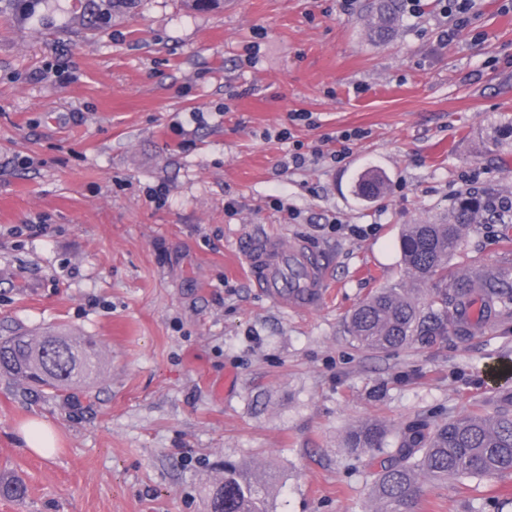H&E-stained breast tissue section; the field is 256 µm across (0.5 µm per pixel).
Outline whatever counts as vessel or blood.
<instances>
[{
	"label": "vessel or blood",
	"instance_id": "obj_1",
	"mask_svg": "<svg viewBox=\"0 0 512 512\" xmlns=\"http://www.w3.org/2000/svg\"><path fill=\"white\" fill-rule=\"evenodd\" d=\"M241 254L255 288L271 301L298 312L321 306L326 288L324 268L306 243L265 234L249 239Z\"/></svg>",
	"mask_w": 512,
	"mask_h": 512
}]
</instances>
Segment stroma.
I'll return each instance as SVG.
<instances>
[{"label":"stroma","instance_id":"obj_1","mask_svg":"<svg viewBox=\"0 0 512 512\" xmlns=\"http://www.w3.org/2000/svg\"><path fill=\"white\" fill-rule=\"evenodd\" d=\"M446 2L420 0L384 44L368 0L0 14V338L64 328L104 357L63 394L0 373V473L28 487L0 512H207L228 461L275 474L270 512H374L377 465L350 431L494 413L512 315L385 351L346 324L407 282L406 225L467 190L512 200V0H474L462 28ZM345 130L363 136L339 162ZM369 167L390 183L367 204L353 186ZM496 230L468 227L452 267H512ZM267 232L320 254V308L254 287L240 249ZM32 419L56 428L52 456L26 449ZM412 512H512V474L421 479Z\"/></svg>","mask_w":512,"mask_h":512}]
</instances>
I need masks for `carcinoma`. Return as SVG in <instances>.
Masks as SVG:
<instances>
[{
	"instance_id": "1",
	"label": "carcinoma",
	"mask_w": 512,
	"mask_h": 512,
	"mask_svg": "<svg viewBox=\"0 0 512 512\" xmlns=\"http://www.w3.org/2000/svg\"><path fill=\"white\" fill-rule=\"evenodd\" d=\"M400 0H372L368 38L391 39L400 21ZM386 177L375 169L362 173L354 194L372 202L383 193ZM471 224H512V207L493 191H466L453 203L448 219L411 224L399 238L401 262L415 284L434 282L426 298L417 288H382L369 295L348 316V333L358 346L386 350L418 335H466L490 317L512 313V275L451 270L463 232ZM478 306L477 319L463 317ZM99 351L90 341L60 333L22 331L0 341V372L21 382L56 391L88 386L99 373ZM386 431L363 424L347 437L346 446L361 450L384 447ZM512 473V395L500 400L493 416L464 415L432 432L412 422L396 435L395 451L378 465L371 487L375 512H408L419 477L438 480L476 476L494 478ZM27 487L16 477L0 476V496L21 498ZM211 505L224 500V512H268L261 486L238 466L224 465V478L210 492Z\"/></svg>"
}]
</instances>
